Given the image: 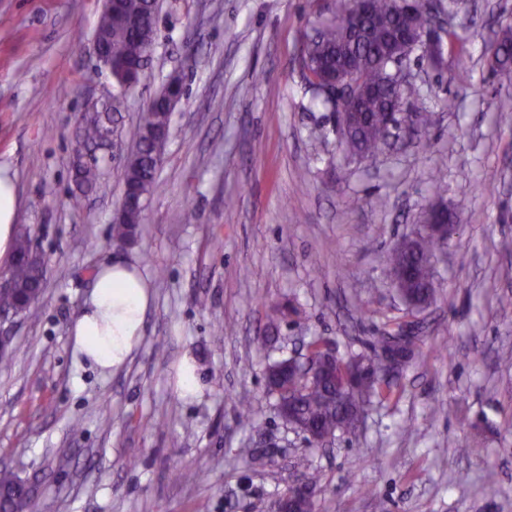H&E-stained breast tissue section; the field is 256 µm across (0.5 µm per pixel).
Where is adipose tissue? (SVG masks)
Returning <instances> with one entry per match:
<instances>
[{
	"mask_svg": "<svg viewBox=\"0 0 512 512\" xmlns=\"http://www.w3.org/2000/svg\"><path fill=\"white\" fill-rule=\"evenodd\" d=\"M17 212V186L0 172V259L14 250ZM149 303L147 282L136 266L122 261L102 264L74 320L75 352L103 369L121 367L135 347Z\"/></svg>",
	"mask_w": 512,
	"mask_h": 512,
	"instance_id": "adipose-tissue-1",
	"label": "adipose tissue"
}]
</instances>
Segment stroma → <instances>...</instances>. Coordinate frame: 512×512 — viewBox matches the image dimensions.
Returning a JSON list of instances; mask_svg holds the SVG:
<instances>
[{"mask_svg": "<svg viewBox=\"0 0 512 512\" xmlns=\"http://www.w3.org/2000/svg\"><path fill=\"white\" fill-rule=\"evenodd\" d=\"M101 10L0 0V166L47 266L33 315L0 318L13 349L0 364V467L32 485L30 512H271L308 472L318 512H512V367L499 363L512 355V306L498 303L512 297V75L489 65L512 0H467L453 21L463 43L446 45L440 69L411 57L419 94L406 109L435 121L362 163L344 158L295 61L336 0H160L153 55L89 191L76 179L82 120L116 92L90 49ZM175 73L184 93L141 235L113 246L119 161ZM434 175L461 227L436 267L424 341L355 433L311 447L280 416L265 368L314 336L369 354L404 319L384 259L417 230ZM112 260L141 270L151 304L130 359L104 372L75 355L71 327L93 269ZM284 300L294 313L258 344ZM220 323L232 332L215 335ZM188 370L191 395L178 388ZM256 453L264 469L248 465Z\"/></svg>", "mask_w": 512, "mask_h": 512, "instance_id": "obj_1", "label": "stroma"}]
</instances>
